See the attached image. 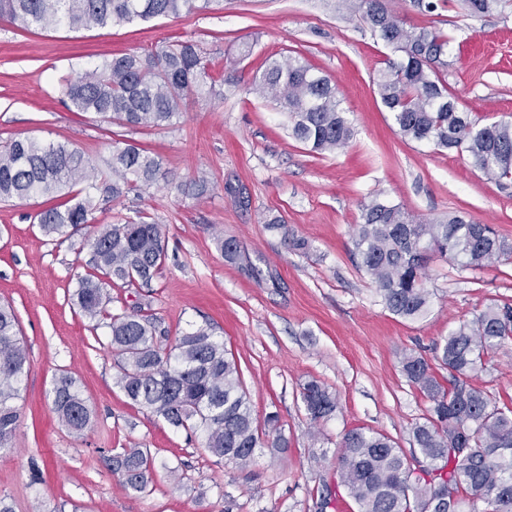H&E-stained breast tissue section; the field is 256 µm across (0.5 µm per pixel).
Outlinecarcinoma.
I'll return each mask as SVG.
<instances>
[{
    "mask_svg": "<svg viewBox=\"0 0 512 512\" xmlns=\"http://www.w3.org/2000/svg\"><path fill=\"white\" fill-rule=\"evenodd\" d=\"M386 46L376 85L398 133L438 149L465 151L488 179L512 181V122L482 124L459 111L442 80L450 37L426 27L408 29L382 0H345ZM200 9L198 0H0V20L23 30H89L136 19L178 16ZM209 78L197 46L173 41L138 55H114L64 80L62 94L75 112H91L132 129L172 123L181 105L199 96ZM252 92L288 114L290 135L317 154L334 153L352 129L331 80L295 57L273 60L254 76ZM164 177L160 161L135 144L115 145L97 167L65 142L15 139L0 147V200L44 197L36 214L48 234L72 236L89 223L96 195L117 199L139 193ZM353 238L359 266L375 283L379 302L393 315L417 321L428 315L432 295L424 286L433 257L464 269L511 260L512 244L488 224L455 214L437 224L414 222L399 204L377 196L361 204ZM88 273L72 293L77 309L108 329L117 357L116 385L132 404L174 428L203 433L217 464L247 468L265 441L254 425L238 364L207 326H195L167 348L157 342L153 318L109 311L108 284L150 285L167 257L166 230L154 221L107 224L90 242ZM18 319L0 303V451L11 447L18 400L28 370ZM512 344V303H493L436 345L441 377L424 357L401 361L408 382L429 401L411 428L421 455L418 471L384 434L354 428L341 441L337 485L357 512H512V399L499 402L471 384L486 357ZM301 399L310 420L334 418L336 395L315 380ZM53 410L71 432L89 428L93 412L75 381L63 375L52 391ZM270 447L288 448L279 418L265 419ZM156 458L144 448H124L109 469L136 492L146 491Z\"/></svg>",
    "mask_w": 512,
    "mask_h": 512,
    "instance_id": "carcinoma-1",
    "label": "carcinoma"
}]
</instances>
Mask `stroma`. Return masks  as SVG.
<instances>
[{
    "instance_id": "35a3bbf8",
    "label": "stroma",
    "mask_w": 512,
    "mask_h": 512,
    "mask_svg": "<svg viewBox=\"0 0 512 512\" xmlns=\"http://www.w3.org/2000/svg\"><path fill=\"white\" fill-rule=\"evenodd\" d=\"M384 3L406 27L452 36L443 78L462 110L512 121V0L490 15L468 13L462 0H440L430 13L413 0ZM175 40L198 44L224 79L209 98L187 100L171 126L133 130L64 103L61 77ZM289 56L335 84L353 129L344 149L311 153L289 135L287 114L252 93L265 61ZM392 56L343 0H210L177 18L82 31L27 32L0 22V145L60 141L100 164L113 143L130 141L158 156L165 174L141 193L99 199L90 224L70 237L42 233L35 220L42 198L0 203V300L18 316L29 360L20 427L0 452V496L14 512H321L345 430L385 434L412 454L411 428L429 402L403 374V354L434 360L436 342L460 323L488 304L512 303V261L477 270L431 261V312L403 320L379 303L352 254L361 204L381 194L423 223L461 214L512 240V184L487 179L465 154L398 134L373 83ZM201 178L209 190L199 197L191 185ZM228 183L242 199L225 192ZM142 216L166 225V262L150 287L109 286V310L128 313L141 303L166 346L210 323L241 369L256 421L278 414L286 452L259 449L243 470L216 464L200 437L133 405L116 385L105 330L74 310L68 294L86 272L89 238ZM275 218L281 228H270ZM229 238L243 262L225 260L220 244ZM295 239L307 249H292ZM64 374L94 411L81 437L52 409ZM312 379L338 399L317 434L301 400ZM472 383L512 397V345ZM119 448H147L161 462L146 492L133 493L110 473L107 459Z\"/></svg>"
}]
</instances>
